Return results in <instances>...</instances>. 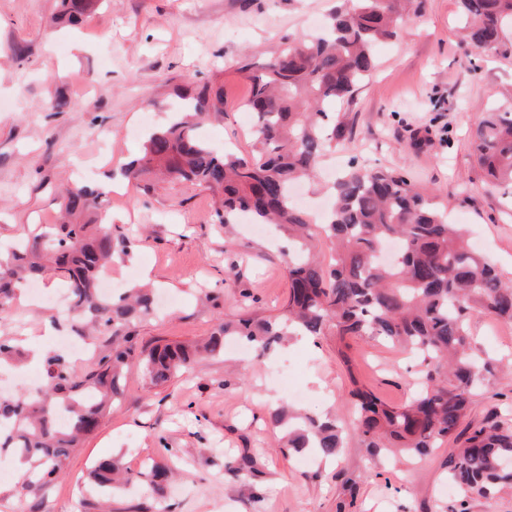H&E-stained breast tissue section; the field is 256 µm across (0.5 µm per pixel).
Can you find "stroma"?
Wrapping results in <instances>:
<instances>
[{
    "label": "stroma",
    "mask_w": 512,
    "mask_h": 512,
    "mask_svg": "<svg viewBox=\"0 0 512 512\" xmlns=\"http://www.w3.org/2000/svg\"><path fill=\"white\" fill-rule=\"evenodd\" d=\"M336 0H96L79 27L54 22L59 0H0V243L22 228L53 223L62 190L112 184L113 232L137 241L136 256L112 266L114 278L150 280L174 305L138 325L143 344L194 342L219 321L253 310L278 314L288 296L280 252L287 240L246 224L225 232L214 216L212 190L150 179L128 181L120 168L141 150L147 116L163 120L178 92L224 82V118L201 129L216 149L251 150L243 103L249 85L237 70L247 51L276 48L282 38L311 33ZM456 0H424L420 15L375 49L377 66L345 120L351 138L324 157L325 181L349 158L406 173L432 190L472 246L512 278V214L501 190L487 186L475 162L469 129L489 108L512 98V54H473L460 44ZM64 111H54L57 100ZM429 130V146H413ZM235 273H228V266ZM256 304L245 307L241 291ZM55 307L15 301L0 313V336L47 346ZM474 346L490 359L486 387L465 419L475 425L512 401V324L473 315ZM335 337L291 342L261 360H202L153 388L138 364L125 376V397L67 461L45 496L0 493V512H97L88 489L94 463L120 457L129 473L165 459L176 478L165 497L148 487L116 495L112 512H512V489L486 497L447 484L448 447L424 460L376 468L355 433L335 465L303 467L282 455L270 410L292 393L307 397L314 415L339 412L353 420L352 381L397 405L417 371L414 359L375 341H352L343 363ZM249 454L260 474L242 481L228 460Z\"/></svg>",
    "instance_id": "1"
}]
</instances>
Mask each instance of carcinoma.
<instances>
[{
  "mask_svg": "<svg viewBox=\"0 0 512 512\" xmlns=\"http://www.w3.org/2000/svg\"><path fill=\"white\" fill-rule=\"evenodd\" d=\"M90 2L61 0L62 17L77 22ZM415 2L341 0L320 34L292 37L266 56L245 54L238 72L250 84L249 155L219 153L198 135L202 124L224 117V86L214 81L183 96L169 123L151 131L140 155L121 169L130 180L150 175L158 184L179 181L222 193L215 217L226 228L247 216L287 234L294 248L282 256L288 297L279 314L221 322L200 344L140 345L137 326L154 313L152 289L130 288L110 298L99 293L102 270L134 249L129 238L112 236V225L99 219L103 188L68 189L64 215L56 223L24 229L9 247H0L1 311L25 281L53 270L64 274L73 301L65 323L77 327L87 320L110 332L88 365L46 351V379L39 389L0 394V454L6 451L28 465L18 494H36L53 484L74 448L124 397L125 369L132 360H139L156 388L200 357L224 356L230 337L260 358L292 336L325 333L336 336L346 364L348 340L381 339L423 365L410 399L400 405L356 384L349 390L358 406L355 431L371 456L419 460L452 441L458 444L450 456L454 484L483 496L512 487V467L504 465L512 461L509 419L495 413L461 428L482 383L468 319L487 313L512 323V281L472 248L460 225L448 223L433 194L400 171L350 166L328 187L334 205L325 224L315 223L291 200L292 186L312 178L318 160L346 139L340 113L375 69V46L397 36L417 11ZM457 2L466 19L463 42L482 54L506 52L503 34L512 29V0ZM472 149L492 185L512 187L511 108L486 113L472 133ZM318 237L332 245L328 267L310 256ZM27 358L14 340L0 337V365L18 367ZM61 409L68 411L63 426L57 423ZM270 419L285 429L283 454L308 448L325 461L344 447V426L336 417L294 415L282 407L272 410ZM226 467L244 481L258 472L247 454ZM119 472V460L102 459L90 482L110 499ZM170 474L155 463L122 480L134 485L142 477L161 498Z\"/></svg>",
  "mask_w": 512,
  "mask_h": 512,
  "instance_id": "1",
  "label": "carcinoma"
}]
</instances>
